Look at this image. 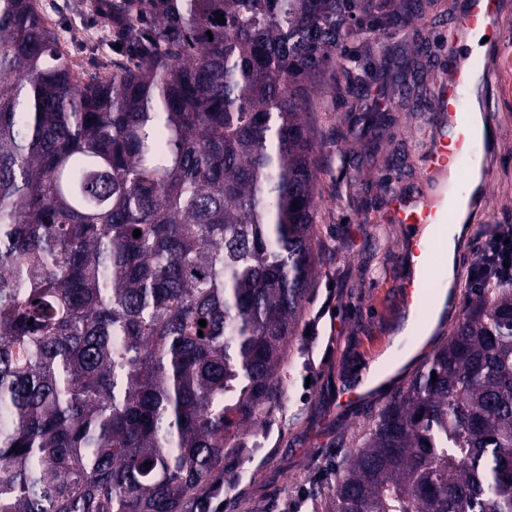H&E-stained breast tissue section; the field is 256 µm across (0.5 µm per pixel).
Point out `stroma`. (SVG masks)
<instances>
[{"instance_id": "stroma-1", "label": "stroma", "mask_w": 512, "mask_h": 512, "mask_svg": "<svg viewBox=\"0 0 512 512\" xmlns=\"http://www.w3.org/2000/svg\"><path fill=\"white\" fill-rule=\"evenodd\" d=\"M53 25L62 48L80 70H112L119 56L102 36L103 25L92 9L98 0H37ZM458 0H423L420 33L403 31L386 42L433 71L441 44L433 24L447 21ZM350 58L337 66L333 79L319 89V110L312 135L316 142L317 188L321 202L316 226L317 272L305 301L296 336L288 346L281 373L282 396L262 421L224 455L215 480L224 492L212 499L211 512H283L297 504L302 489L323 496L334 481L335 467L355 446L369 412L406 385L417 370L422 346L405 337L401 346L412 357L388 378L372 399L354 408H337L340 390L354 382L389 346L405 311L398 297V245L405 230L398 224H375L392 188L390 177L413 181L415 165L428 135L422 109L402 104L389 83L371 79L368 56L349 41ZM488 67L491 83L476 88L471 103L487 101L490 112L507 123L491 145L487 192L491 203L468 219L456 255L458 285L444 324L452 329L471 290L470 268L489 231L512 225V56ZM383 100L377 113L383 124L362 137L349 134L353 112Z\"/></svg>"}]
</instances>
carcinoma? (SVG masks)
I'll list each match as a JSON object with an SVG mask.
<instances>
[{
  "label": "carcinoma",
  "instance_id": "carcinoma-1",
  "mask_svg": "<svg viewBox=\"0 0 512 512\" xmlns=\"http://www.w3.org/2000/svg\"><path fill=\"white\" fill-rule=\"evenodd\" d=\"M102 4L126 21L106 76L74 71L34 0H0V512H183L210 481L277 400L316 274L315 94L348 41L419 19ZM372 63L426 100L415 60ZM324 507L512 512L511 288L473 294Z\"/></svg>",
  "mask_w": 512,
  "mask_h": 512
}]
</instances>
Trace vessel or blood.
Returning <instances> with one entry per match:
<instances>
[{
    "mask_svg": "<svg viewBox=\"0 0 512 512\" xmlns=\"http://www.w3.org/2000/svg\"><path fill=\"white\" fill-rule=\"evenodd\" d=\"M504 16L505 0H461L457 12L436 28L447 58L427 80L434 109L427 115L431 134L417 169V183L406 186L395 182L387 208L375 218L376 223L402 224L409 230L400 243L401 299L409 309L425 304L424 276L432 264V243L422 239L420 231L454 219V210L448 204L449 181H456L459 191H470L471 202L486 201L485 184L474 188L469 185L470 163L479 142L496 140L502 127L490 117L481 130L475 131L465 120L469 95L487 75L464 56L463 41L468 32L482 29L496 39V55H507L512 41L502 36ZM452 170L457 173L453 179L448 176Z\"/></svg>",
    "mask_w": 512,
    "mask_h": 512,
    "instance_id": "1",
    "label": "vessel or blood"
}]
</instances>
